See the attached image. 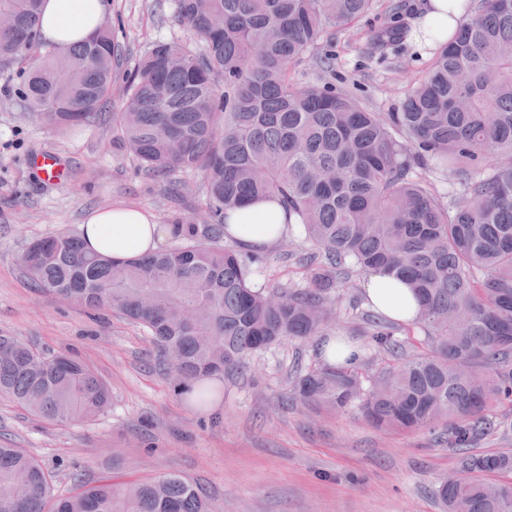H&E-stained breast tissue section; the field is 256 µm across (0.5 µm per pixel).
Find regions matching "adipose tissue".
Segmentation results:
<instances>
[{
  "label": "adipose tissue",
  "instance_id": "ef3b65f1",
  "mask_svg": "<svg viewBox=\"0 0 512 512\" xmlns=\"http://www.w3.org/2000/svg\"><path fill=\"white\" fill-rule=\"evenodd\" d=\"M459 0H427L422 20L414 32L417 42L431 43L454 33L463 15ZM105 0H42L39 26L42 39L53 46L69 47L86 40L102 24ZM227 231L234 239L254 247L268 246L288 233V215L275 202L251 203L230 213ZM168 229L148 210L113 205L88 213L81 235L87 250L122 258L155 252ZM370 304L394 320L412 319L416 298L407 284L374 273L365 284Z\"/></svg>",
  "mask_w": 512,
  "mask_h": 512
}]
</instances>
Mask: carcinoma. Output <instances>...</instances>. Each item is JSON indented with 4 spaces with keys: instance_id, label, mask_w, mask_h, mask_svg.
<instances>
[{
    "instance_id": "1",
    "label": "carcinoma",
    "mask_w": 512,
    "mask_h": 512,
    "mask_svg": "<svg viewBox=\"0 0 512 512\" xmlns=\"http://www.w3.org/2000/svg\"><path fill=\"white\" fill-rule=\"evenodd\" d=\"M192 47L157 41L113 113L144 170L199 174L202 223L176 216L179 244L115 259L84 250L74 235L39 239L25 252L34 287L146 327L175 390H196L251 353L324 333L348 267L404 279L419 300L401 328L380 317L367 347L393 357L363 372L346 363L299 375L291 400L344 412L358 408L385 431H436L461 451L435 496L444 512H512V452L473 453L512 403V0H469V20L433 48L428 69L396 112H371L350 94L302 85L297 68L331 27L353 26L375 0H175ZM12 26L0 31V71L14 70L29 111L66 129L110 100L120 54L112 28L81 44L40 38L41 0H0ZM371 38L380 56L404 51L399 7ZM448 172L453 194L424 175ZM279 201L320 254L299 259L306 286L258 288L251 265L224 245L226 215L255 200ZM407 336L421 351L403 356ZM0 398L52 423L93 420L110 403L106 383L83 361L39 352L0 335ZM66 494L22 448L0 444V512H215L177 474L122 484L72 474Z\"/></svg>"
}]
</instances>
